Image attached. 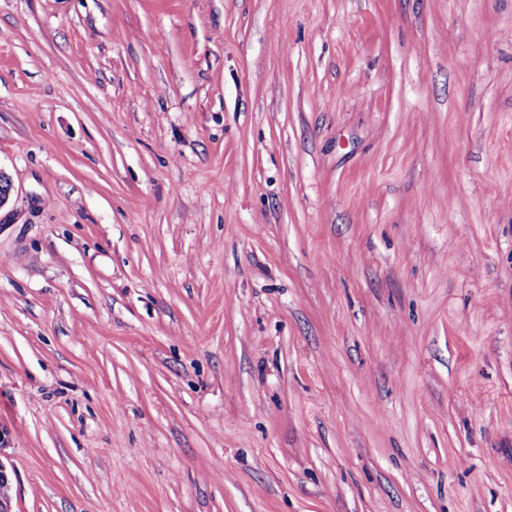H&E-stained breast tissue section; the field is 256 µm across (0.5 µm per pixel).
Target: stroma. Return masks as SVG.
Returning a JSON list of instances; mask_svg holds the SVG:
<instances>
[{
	"label": "stroma",
	"mask_w": 512,
	"mask_h": 512,
	"mask_svg": "<svg viewBox=\"0 0 512 512\" xmlns=\"http://www.w3.org/2000/svg\"><path fill=\"white\" fill-rule=\"evenodd\" d=\"M7 512H512V0H0Z\"/></svg>",
	"instance_id": "35a3bbf8"
}]
</instances>
